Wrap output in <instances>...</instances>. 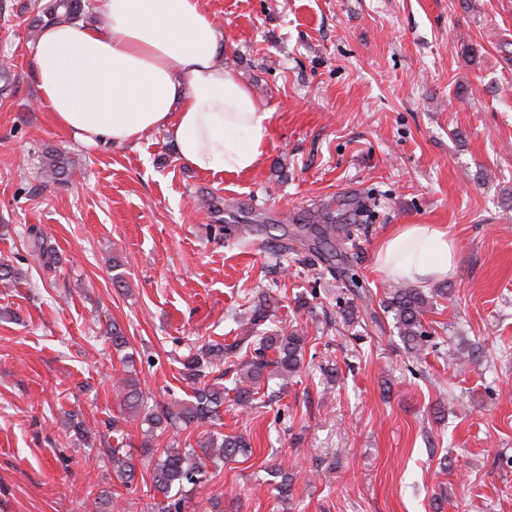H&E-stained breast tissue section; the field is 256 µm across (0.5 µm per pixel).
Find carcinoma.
<instances>
[{
    "mask_svg": "<svg viewBox=\"0 0 512 512\" xmlns=\"http://www.w3.org/2000/svg\"><path fill=\"white\" fill-rule=\"evenodd\" d=\"M35 22L44 27L61 22L80 19L83 4L80 0H40L36 5ZM73 160L54 151L44 155L43 170L54 180L62 181L68 176ZM321 225L315 228L318 247L326 254V260L336 259L348 263L345 245L356 248L354 242L357 229L353 225H336L334 217L325 212L319 216ZM29 255L46 276L57 272L61 263L57 246L52 237L40 229L28 233ZM433 295L421 288H412L401 283L387 288L383 300V312L391 315L394 328L411 361L420 362L428 354L431 332L424 324V316L431 307ZM105 333L122 362V373L114 383L121 417L107 421L106 426L116 431L120 422L140 421L145 425L139 445L144 462L143 484L153 493L163 497L157 504V512H187L189 490L205 482L209 473L217 470L226 461H233L248 453L250 443L243 434H224L214 431L221 425L224 414V386L220 382L200 383L209 374L229 368L224 373L234 372L233 403L241 410L252 409L261 402V386L277 379L285 387L302 371L306 352L307 336L296 326L286 325L272 329L258 337L251 356L237 361L248 337L236 338L230 343L208 342L191 349L180 360L181 375L197 387L188 400H176L169 405L152 400L140 388L136 378L134 353L128 351L129 342L121 325L112 322ZM63 430L75 439L89 442L91 433L85 427L83 414L78 410L63 412ZM191 427L203 428L197 445L181 443L179 435ZM113 475L125 486L136 476L135 459L131 451L114 448L109 451ZM267 475L276 479L279 498L286 501L292 497L293 478L275 466L268 468Z\"/></svg>",
    "mask_w": 512,
    "mask_h": 512,
    "instance_id": "1",
    "label": "carcinoma"
}]
</instances>
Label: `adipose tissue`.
<instances>
[{"label":"adipose tissue","instance_id":"1","mask_svg":"<svg viewBox=\"0 0 512 512\" xmlns=\"http://www.w3.org/2000/svg\"><path fill=\"white\" fill-rule=\"evenodd\" d=\"M92 10V22L46 26L32 48L38 102L57 126L87 145H130L161 129L203 174L260 164L272 115L224 67V31L203 0H93ZM457 257L447 226L404 224L375 264L424 284L454 274Z\"/></svg>","mask_w":512,"mask_h":512}]
</instances>
